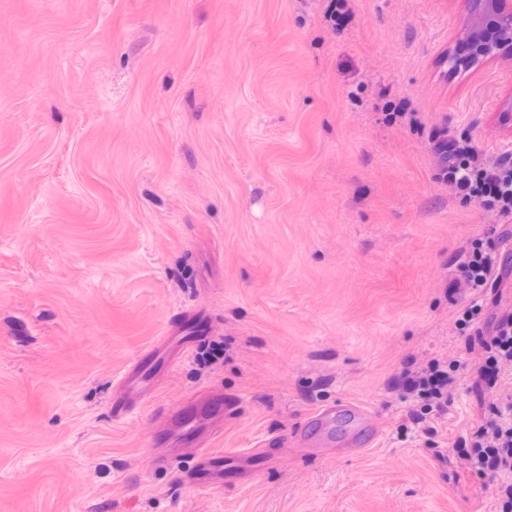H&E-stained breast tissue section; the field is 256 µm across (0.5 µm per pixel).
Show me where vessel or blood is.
Wrapping results in <instances>:
<instances>
[{"instance_id":"1","label":"vessel or blood","mask_w":512,"mask_h":512,"mask_svg":"<svg viewBox=\"0 0 512 512\" xmlns=\"http://www.w3.org/2000/svg\"><path fill=\"white\" fill-rule=\"evenodd\" d=\"M207 330V315L194 308L176 312L169 323V332L183 353L187 352L193 337L201 336ZM159 354L158 345H151L142 350L126 368L112 399L114 419H124L150 392L154 382L151 371ZM234 407L233 398L211 390L182 408L163 413L166 425L155 435L153 442L157 445L174 442L193 453L199 461L195 481L200 489H210L213 479L224 476V455L210 448L208 424L211 419L230 413Z\"/></svg>"}]
</instances>
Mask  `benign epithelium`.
I'll return each instance as SVG.
<instances>
[{"instance_id":"obj_1","label":"benign epithelium","mask_w":512,"mask_h":512,"mask_svg":"<svg viewBox=\"0 0 512 512\" xmlns=\"http://www.w3.org/2000/svg\"><path fill=\"white\" fill-rule=\"evenodd\" d=\"M472 19L480 23L468 39V52L447 57L453 68H464L477 59L491 57L504 48H512V0H471Z\"/></svg>"}]
</instances>
